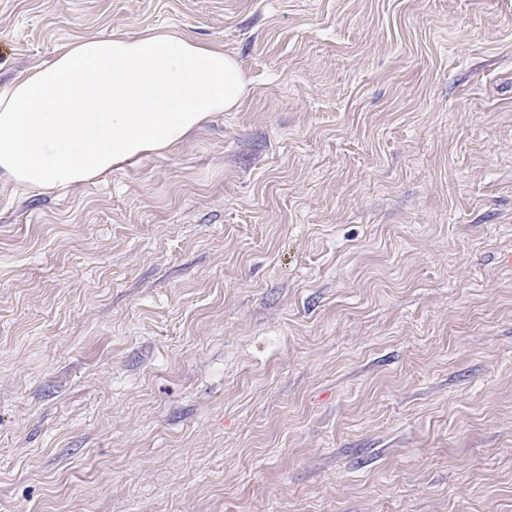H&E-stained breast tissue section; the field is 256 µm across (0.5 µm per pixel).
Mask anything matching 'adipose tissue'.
Returning <instances> with one entry per match:
<instances>
[{
  "label": "adipose tissue",
  "mask_w": 512,
  "mask_h": 512,
  "mask_svg": "<svg viewBox=\"0 0 512 512\" xmlns=\"http://www.w3.org/2000/svg\"><path fill=\"white\" fill-rule=\"evenodd\" d=\"M247 84L233 56L176 29L72 41L0 93V179L65 190L165 153Z\"/></svg>",
  "instance_id": "adipose-tissue-1"
}]
</instances>
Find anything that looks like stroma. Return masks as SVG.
Wrapping results in <instances>:
<instances>
[{
  "instance_id": "stroma-1",
  "label": "stroma",
  "mask_w": 512,
  "mask_h": 512,
  "mask_svg": "<svg viewBox=\"0 0 512 512\" xmlns=\"http://www.w3.org/2000/svg\"><path fill=\"white\" fill-rule=\"evenodd\" d=\"M224 48L240 105L0 181V512H512V0H0Z\"/></svg>"
}]
</instances>
